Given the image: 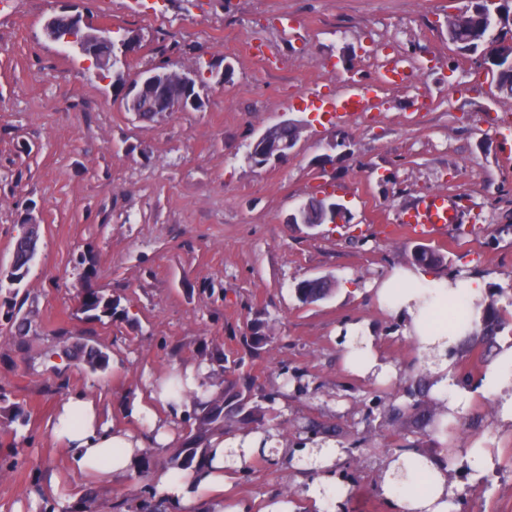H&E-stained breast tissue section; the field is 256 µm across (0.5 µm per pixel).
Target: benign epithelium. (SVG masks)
Masks as SVG:
<instances>
[{
  "mask_svg": "<svg viewBox=\"0 0 512 512\" xmlns=\"http://www.w3.org/2000/svg\"><path fill=\"white\" fill-rule=\"evenodd\" d=\"M499 0H486L487 9L482 17L483 25L487 31L488 45L492 49L491 54L484 62V69L495 81L496 89L504 94H511L512 90L506 88L500 79V68L498 64L508 55L503 46L512 43L501 42L497 38L495 26L500 19L497 8ZM65 18L68 33L64 34L57 29L53 19L45 23L47 35L54 41H60L65 45L79 49L81 54L89 57L97 67L106 70L122 71L128 60L139 50V41L133 36H123L118 40L112 39L108 30H94L79 14L60 13ZM106 44L112 50L109 57L98 54L99 47ZM195 87L194 74L185 75L179 84L170 82L167 74L159 68L141 73L135 80L121 84L116 89L117 97L122 103H127L129 96L150 97L149 107L153 112H191L199 110V99L193 92ZM297 128V125L290 121H283L267 129L252 145L251 158L257 165H266L271 160H279L288 155L293 149L296 141L287 139L281 140L279 131L284 128ZM311 212L309 203L300 205L294 213L288 215V223L303 224L314 228L320 224H335L339 220L344 208L341 204L330 199L326 200L321 207L320 217L312 220L308 217Z\"/></svg>",
  "mask_w": 512,
  "mask_h": 512,
  "instance_id": "1",
  "label": "benign epithelium"
}]
</instances>
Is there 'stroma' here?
<instances>
[{
    "instance_id": "1",
    "label": "stroma",
    "mask_w": 512,
    "mask_h": 512,
    "mask_svg": "<svg viewBox=\"0 0 512 512\" xmlns=\"http://www.w3.org/2000/svg\"><path fill=\"white\" fill-rule=\"evenodd\" d=\"M461 0H0V268L24 222L39 250L21 284L36 330L13 336L0 307V389L29 416L0 413V512H31L58 480L74 512L85 490L106 512H125L150 485L130 472L88 480L73 471L46 423L67 396H94L115 416L125 397L177 365L208 367L209 354L244 356L256 393L283 374L301 390L266 407L289 450L301 427H335L340 451L335 512H393L379 484L383 460L402 446L451 451L448 481L466 496L457 512H512V431L476 396L448 425V441L408 420L389 423L421 375L415 342L382 312L370 287L421 244L444 257L438 276L512 282V96L483 77L480 56L459 53L446 18ZM77 13L113 36L137 35L124 76L168 63L211 66L196 84L203 105L147 121L116 100L111 80L86 70L44 24ZM370 82L376 109L340 118L322 105ZM285 119L299 122L286 158L257 167L252 143ZM440 192L461 207L443 239L400 231L404 210ZM330 193L343 224L308 228L288 216ZM92 256L93 266L83 259ZM328 277L330 298L301 304L300 281ZM112 295L121 314L100 322L78 310L85 288ZM270 341L244 354L251 320ZM368 322L399 378L386 386L343 367L342 334ZM107 352V370L61 362L65 344ZM483 442L493 466L474 476L461 452ZM234 494L304 495L312 476L283 460L234 468Z\"/></svg>"
}]
</instances>
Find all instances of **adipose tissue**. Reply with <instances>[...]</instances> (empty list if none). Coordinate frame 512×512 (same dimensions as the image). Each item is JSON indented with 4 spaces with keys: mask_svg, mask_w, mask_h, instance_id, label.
<instances>
[{
    "mask_svg": "<svg viewBox=\"0 0 512 512\" xmlns=\"http://www.w3.org/2000/svg\"><path fill=\"white\" fill-rule=\"evenodd\" d=\"M486 291L480 277H434L405 266L393 267L375 290L377 306L397 319L404 335L416 342L421 363L431 374L430 396L452 414L470 406L473 391L457 384L448 355L479 321L477 303ZM344 361L347 369L363 378L387 384L398 378L396 368L380 358L372 331L363 323L347 328ZM481 390L496 405L499 427H512L511 337L500 342L482 376ZM209 391L196 367L187 366L126 400L120 419L104 418L93 397L75 394L58 404L47 427L76 472L90 480L116 478L135 467L146 450L162 452L175 446L177 407ZM130 419L142 422V431L130 430L126 425ZM262 440L261 434L252 432L212 437L204 468L154 472L151 482L158 498L179 512H294L293 502L285 497L261 504L224 495L230 480L225 451L239 448L249 456ZM381 490L395 512H449L454 494L447 462L415 449L384 461Z\"/></svg>",
    "mask_w": 512,
    "mask_h": 512,
    "instance_id": "obj_1",
    "label": "adipose tissue"
}]
</instances>
